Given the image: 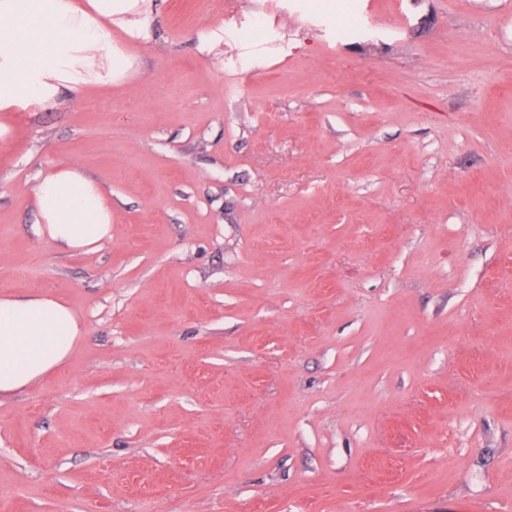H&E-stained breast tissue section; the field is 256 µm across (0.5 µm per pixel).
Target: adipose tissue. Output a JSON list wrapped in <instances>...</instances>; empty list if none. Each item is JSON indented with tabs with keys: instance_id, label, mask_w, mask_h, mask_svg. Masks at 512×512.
<instances>
[{
	"instance_id": "adipose-tissue-1",
	"label": "adipose tissue",
	"mask_w": 512,
	"mask_h": 512,
	"mask_svg": "<svg viewBox=\"0 0 512 512\" xmlns=\"http://www.w3.org/2000/svg\"><path fill=\"white\" fill-rule=\"evenodd\" d=\"M154 0H0V139L15 112L56 105L61 91L123 85L138 63L126 40L148 44ZM39 231L70 253L112 239V204L79 167L57 168L33 188ZM85 330L49 292L0 297V397L67 361Z\"/></svg>"
}]
</instances>
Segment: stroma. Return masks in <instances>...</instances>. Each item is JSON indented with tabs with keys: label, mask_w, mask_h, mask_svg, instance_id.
Masks as SVG:
<instances>
[{
	"label": "stroma",
	"mask_w": 512,
	"mask_h": 512,
	"mask_svg": "<svg viewBox=\"0 0 512 512\" xmlns=\"http://www.w3.org/2000/svg\"><path fill=\"white\" fill-rule=\"evenodd\" d=\"M151 30L0 148V295L85 325L0 401V512H512V0H155ZM63 164L112 198L97 252L39 233Z\"/></svg>",
	"instance_id": "1"
}]
</instances>
